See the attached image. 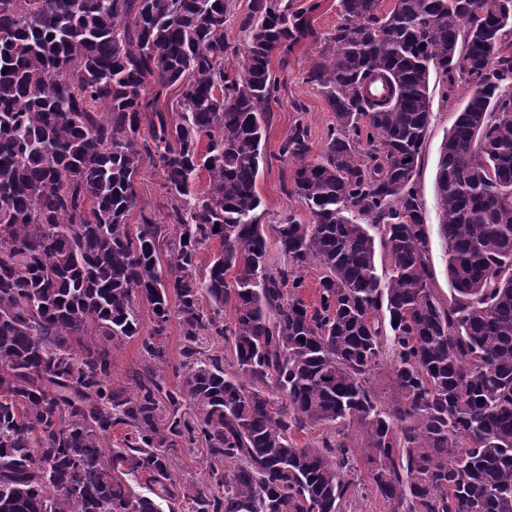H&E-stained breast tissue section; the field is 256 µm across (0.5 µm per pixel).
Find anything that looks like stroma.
I'll use <instances>...</instances> for the list:
<instances>
[{
    "label": "stroma",
    "instance_id": "35a3bbf8",
    "mask_svg": "<svg viewBox=\"0 0 512 512\" xmlns=\"http://www.w3.org/2000/svg\"><path fill=\"white\" fill-rule=\"evenodd\" d=\"M318 2L317 11H310L311 32L290 56L287 65L273 64L277 89L271 102V116L263 142L265 163L260 170L256 190L261 199L257 211L260 224L280 223L289 215L307 220L308 214L298 200L290 195L294 161L280 159L279 147L296 123L310 130L313 152H320L335 117L316 86L308 83L306 74L309 61L323 48L326 38L340 21L339 0H295L301 8ZM432 117L429 133L423 146L416 188L423 206V218L429 234V264L432 286L440 300H448L452 289L448 280L446 247L439 234V211L435 197V175L444 140L466 100L467 89L460 86L447 92L441 77H433ZM166 362H145L139 338L117 340L112 344V379L114 384L128 383L132 372L150 367L167 381H174L175 368L183 346L179 324H171L166 339ZM165 458L170 470L181 486L196 487L208 479L211 458L204 442L193 446L177 444L166 449Z\"/></svg>",
    "mask_w": 512,
    "mask_h": 512
}]
</instances>
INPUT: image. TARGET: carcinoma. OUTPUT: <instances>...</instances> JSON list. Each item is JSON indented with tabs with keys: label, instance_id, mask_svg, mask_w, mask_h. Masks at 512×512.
Wrapping results in <instances>:
<instances>
[{
	"label": "carcinoma",
	"instance_id": "cac0c4a2",
	"mask_svg": "<svg viewBox=\"0 0 512 512\" xmlns=\"http://www.w3.org/2000/svg\"><path fill=\"white\" fill-rule=\"evenodd\" d=\"M339 6L306 76L336 125L313 159L301 123L280 146L309 221L272 225L273 263L256 217L271 61L317 5L250 0L240 48L229 0H0V512H347L368 488L390 512H512V113L494 114L512 0ZM434 73L469 89L435 175L446 305L416 189ZM173 320L171 388L149 370L115 386L105 339L162 360ZM203 333L224 340L206 361ZM200 440L213 465L190 493L163 449ZM249 0H231L230 8L224 21V38L229 42L241 46L244 33L242 32L239 21L248 10ZM140 180V196L151 208L158 213L163 212L166 204V193L162 188L163 180L158 171L148 163L142 169Z\"/></svg>",
	"mask_w": 512,
	"mask_h": 512
}]
</instances>
